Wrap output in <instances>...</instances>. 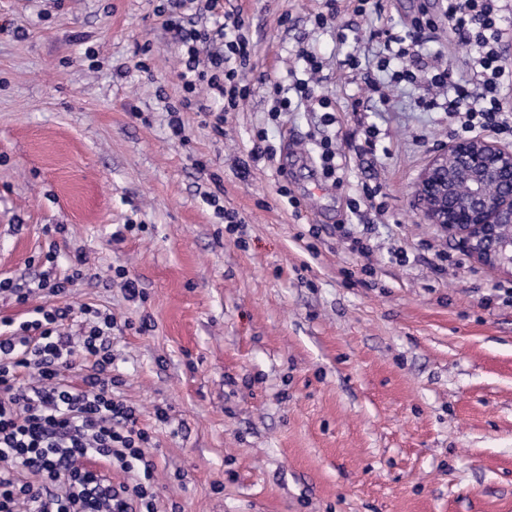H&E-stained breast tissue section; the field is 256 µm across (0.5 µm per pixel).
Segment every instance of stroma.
Masks as SVG:
<instances>
[{
    "label": "stroma",
    "mask_w": 512,
    "mask_h": 512,
    "mask_svg": "<svg viewBox=\"0 0 512 512\" xmlns=\"http://www.w3.org/2000/svg\"><path fill=\"white\" fill-rule=\"evenodd\" d=\"M233 2L254 88L223 134L183 113L182 142L168 127L183 92L164 0H0V278L61 275L87 256L90 279L56 304L115 318L112 373L151 436L162 512H512V278L412 210L448 115L378 66L380 31L425 15L436 26L421 56L443 54L469 83L442 0H369L362 14L337 0L322 27L324 0ZM302 45L323 62L315 90L335 127L300 104L268 118L257 78L302 77ZM260 127L277 161L241 177ZM327 135L349 159L337 183L317 163ZM210 172L236 231L202 200ZM367 186L384 215L350 210ZM121 224L138 230L117 243ZM352 236L371 253L350 252ZM120 267L144 299L125 298Z\"/></svg>",
    "instance_id": "1"
}]
</instances>
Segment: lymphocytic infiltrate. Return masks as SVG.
I'll list each match as a JSON object with an SVG mask.
<instances>
[{"label": "lymphocytic infiltrate", "mask_w": 512, "mask_h": 512, "mask_svg": "<svg viewBox=\"0 0 512 512\" xmlns=\"http://www.w3.org/2000/svg\"><path fill=\"white\" fill-rule=\"evenodd\" d=\"M500 0H448V34L468 46V70L481 92L471 96L447 64L396 71L394 81L422 85L420 104L447 112L456 133L512 135V114L502 108L512 96V67L501 57ZM161 13L165 32L179 49L178 80L185 96L170 110L174 137L184 138L181 112L209 116L216 133L225 113L236 110L251 89L241 72L249 60L246 21L224 0H167ZM305 78L293 88L311 107L322 109L325 126L336 123L330 99L316 96L309 82L322 63L307 49L296 52ZM207 85L209 101L196 97ZM80 265L61 277L42 275L21 283L0 278V293L24 304L41 298L31 317L0 320V512H158L156 465L146 454L150 440L132 406L114 393L122 381L112 374V315L91 305L55 306L82 279ZM79 314V334L63 322ZM78 372L79 383L67 375ZM88 458L106 461L124 475L112 483L85 466Z\"/></svg>", "instance_id": "1"}]
</instances>
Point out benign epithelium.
I'll list each match as a JSON object with an SVG mask.
<instances>
[{
	"label": "benign epithelium",
	"instance_id": "benign-epithelium-1",
	"mask_svg": "<svg viewBox=\"0 0 512 512\" xmlns=\"http://www.w3.org/2000/svg\"><path fill=\"white\" fill-rule=\"evenodd\" d=\"M411 207L475 262L512 278V148L493 135L441 148L419 178Z\"/></svg>",
	"mask_w": 512,
	"mask_h": 512
}]
</instances>
